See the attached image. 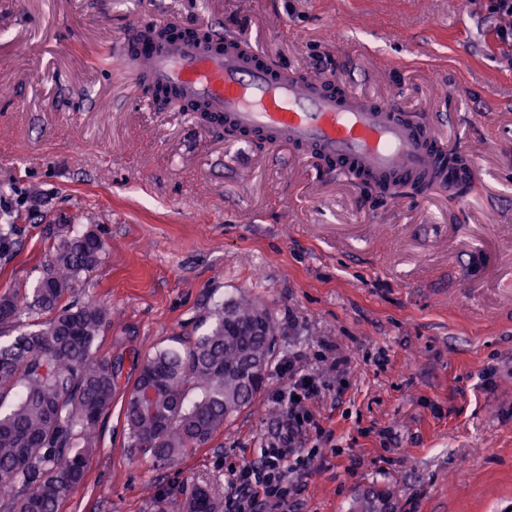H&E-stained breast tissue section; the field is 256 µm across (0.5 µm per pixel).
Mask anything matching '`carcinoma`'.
Instances as JSON below:
<instances>
[{"instance_id":"cac0c4a2","label":"carcinoma","mask_w":512,"mask_h":512,"mask_svg":"<svg viewBox=\"0 0 512 512\" xmlns=\"http://www.w3.org/2000/svg\"><path fill=\"white\" fill-rule=\"evenodd\" d=\"M31 292L0 295V512H58L85 480L102 415L120 386V364L99 356L109 316L95 302L67 301L73 282L100 261L90 232L64 237ZM186 346L145 356L127 391L131 447L175 464L206 445L250 406L273 356L278 324L268 306L240 297L204 317ZM154 388L151 409L141 389ZM181 512H223L206 484L181 488ZM378 493L354 512H378Z\"/></svg>"}]
</instances>
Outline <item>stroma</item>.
<instances>
[{
	"instance_id": "stroma-1",
	"label": "stroma",
	"mask_w": 512,
	"mask_h": 512,
	"mask_svg": "<svg viewBox=\"0 0 512 512\" xmlns=\"http://www.w3.org/2000/svg\"><path fill=\"white\" fill-rule=\"evenodd\" d=\"M175 17L248 33L268 60L337 72L368 100L450 118L448 152L480 174L466 191L387 197L246 144L175 107L111 61L114 38ZM486 0H0V198L15 245L0 294L30 291L50 247L95 233L99 264L69 298L110 316L99 355L120 360L83 487L59 512H180L194 482L224 495L282 413L288 350L350 357L343 391L311 409L324 436L301 512H512V45ZM268 304L279 334L252 405L168 466L131 446L122 410L140 356L201 336L229 298Z\"/></svg>"
}]
</instances>
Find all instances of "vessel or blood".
I'll list each match as a JSON object with an SVG mask.
<instances>
[{"label": "vessel or blood", "mask_w": 512, "mask_h": 512, "mask_svg": "<svg viewBox=\"0 0 512 512\" xmlns=\"http://www.w3.org/2000/svg\"><path fill=\"white\" fill-rule=\"evenodd\" d=\"M159 19L121 35L113 56L132 79L155 88H178L187 102L204 103L215 122L237 127L245 138L263 137L303 159L329 162L333 174L422 179L447 184L451 175L434 150L446 136L443 123L404 119L392 100L369 102L345 91L331 74L303 81L249 48L242 32L208 25L203 38L172 34Z\"/></svg>", "instance_id": "1"}]
</instances>
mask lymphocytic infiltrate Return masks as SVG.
I'll list each match as a JSON object with an SVG mask.
<instances>
[{"instance_id": "1", "label": "lymphocytic infiltrate", "mask_w": 512, "mask_h": 512, "mask_svg": "<svg viewBox=\"0 0 512 512\" xmlns=\"http://www.w3.org/2000/svg\"><path fill=\"white\" fill-rule=\"evenodd\" d=\"M349 364V358L329 343L323 344L317 365H310L295 350L281 359L279 369L287 374L288 383L275 390L272 398L281 406L283 419L259 461L225 473V512H258L262 507L268 512H294L300 493L295 476L307 464L300 446L319 427L307 404L321 395L325 377L342 375Z\"/></svg>"}]
</instances>
